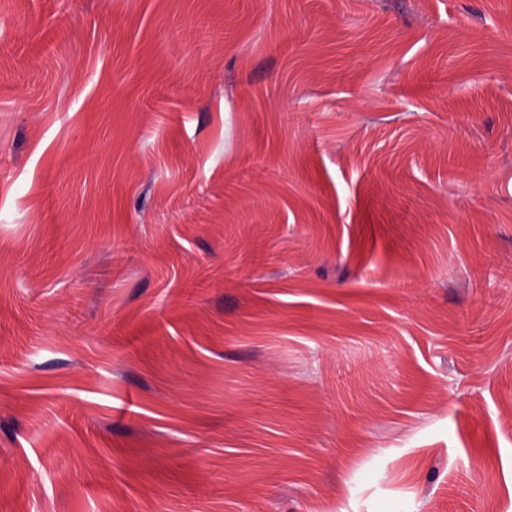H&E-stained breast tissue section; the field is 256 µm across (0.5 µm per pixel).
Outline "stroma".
Instances as JSON below:
<instances>
[{"label":"stroma","instance_id":"1","mask_svg":"<svg viewBox=\"0 0 512 512\" xmlns=\"http://www.w3.org/2000/svg\"><path fill=\"white\" fill-rule=\"evenodd\" d=\"M0 512H512V0H0Z\"/></svg>","mask_w":512,"mask_h":512}]
</instances>
